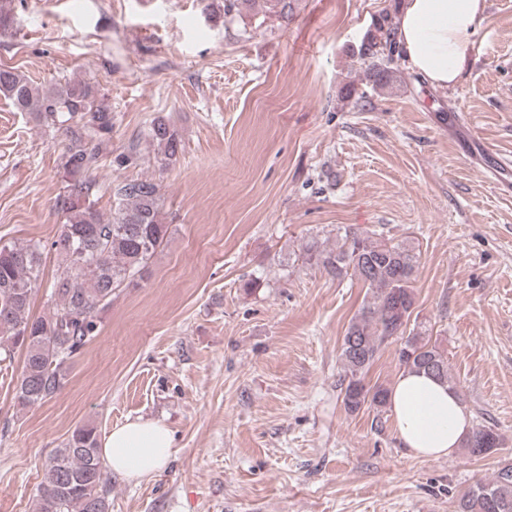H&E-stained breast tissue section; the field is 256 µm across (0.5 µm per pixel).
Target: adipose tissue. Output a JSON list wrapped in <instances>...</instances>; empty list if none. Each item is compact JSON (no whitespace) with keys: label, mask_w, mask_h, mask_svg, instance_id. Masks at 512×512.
I'll return each instance as SVG.
<instances>
[{"label":"adipose tissue","mask_w":512,"mask_h":512,"mask_svg":"<svg viewBox=\"0 0 512 512\" xmlns=\"http://www.w3.org/2000/svg\"><path fill=\"white\" fill-rule=\"evenodd\" d=\"M486 20V0H401L395 40L408 66L428 85H456L470 66L472 36ZM388 405L403 445L413 455H452L472 430L471 415L448 384L423 373L400 372ZM166 425L137 419L104 436L100 453L109 470L141 480L160 473L173 454Z\"/></svg>","instance_id":"ef3b65f1"}]
</instances>
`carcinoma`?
Here are the masks:
<instances>
[{"label": "carcinoma", "instance_id": "obj_1", "mask_svg": "<svg viewBox=\"0 0 512 512\" xmlns=\"http://www.w3.org/2000/svg\"><path fill=\"white\" fill-rule=\"evenodd\" d=\"M254 2L224 0V16L246 15ZM263 3V20L257 27L267 18L288 26L294 0ZM394 54L393 16L387 12L372 22L352 58L365 67L367 83L377 90L395 72ZM0 95L20 112L38 113L45 127L62 130L69 137L63 163L65 191L56 201L64 222L50 244L62 259L50 286L53 314L31 312L41 274V245L0 247V362L14 358L18 348L24 354L14 395L15 404L23 410L62 389L70 362L97 335L98 314L112 304L118 287L137 284L169 237L170 225L164 222L163 195L155 179L125 178L105 188L98 183L95 172L102 146L112 137L115 115L109 98L94 83L67 80L45 88L15 67L0 66ZM142 141L167 163L177 160L184 150L169 118L158 113L141 133V141H132L114 163L121 168L139 166ZM106 194L112 201L108 216L98 208ZM303 263L338 280L355 277L367 288L366 300L340 344L341 401L347 413L355 414L366 406L380 413L387 406L388 389L371 387L365 378L381 350L396 340L400 341L395 355L401 368L449 382L448 359L431 341L427 328L417 323L408 327L418 265L414 246L395 243L374 231L346 228L334 249L310 245ZM486 446L497 448L500 439L485 426L472 430L464 443L472 456L475 449ZM111 494L97 429L82 425L51 453L32 512H109ZM454 512H512V463L503 464L491 479L464 492Z\"/></svg>", "mask_w": 512, "mask_h": 512}]
</instances>
